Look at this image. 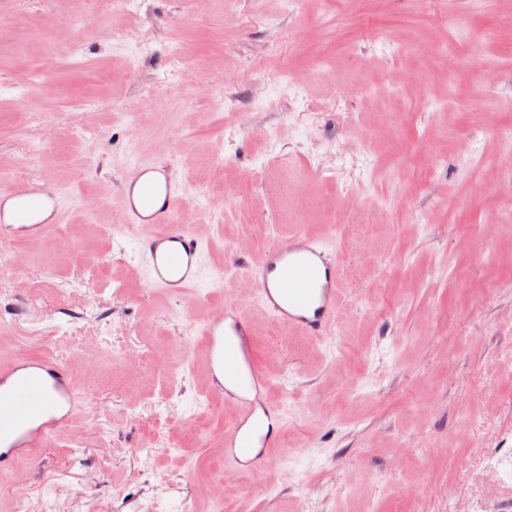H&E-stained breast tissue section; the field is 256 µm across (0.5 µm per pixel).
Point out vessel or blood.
I'll use <instances>...</instances> for the list:
<instances>
[{
    "label": "vessel or blood",
    "mask_w": 512,
    "mask_h": 512,
    "mask_svg": "<svg viewBox=\"0 0 512 512\" xmlns=\"http://www.w3.org/2000/svg\"><path fill=\"white\" fill-rule=\"evenodd\" d=\"M185 189L167 165L139 162L121 190L124 222L140 229V253L149 288L177 297L198 282L207 248L181 220ZM61 194L37 182L0 190V240L39 241L61 223ZM260 305L300 333L331 336L337 307V267L325 243L300 233L268 247L245 269ZM197 349L211 378L212 394L232 403L237 415L224 430V458L237 472H263L272 446L269 427L279 410L263 396L249 317L228 304L195 322ZM85 405L61 360L22 356L0 365V471L24 453L39 451Z\"/></svg>",
    "instance_id": "1"
}]
</instances>
